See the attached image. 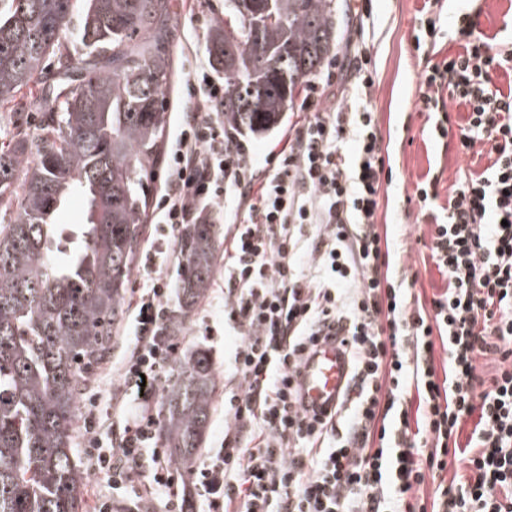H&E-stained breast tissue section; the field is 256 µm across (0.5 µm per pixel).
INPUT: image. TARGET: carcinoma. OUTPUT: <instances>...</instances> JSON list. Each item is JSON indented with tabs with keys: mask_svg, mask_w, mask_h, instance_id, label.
I'll use <instances>...</instances> for the list:
<instances>
[{
	"mask_svg": "<svg viewBox=\"0 0 512 512\" xmlns=\"http://www.w3.org/2000/svg\"><path fill=\"white\" fill-rule=\"evenodd\" d=\"M8 2L0 11V106L40 85L42 148L22 166L29 138L21 130L0 152V202L16 200L0 229V512H81L76 406L124 313L148 179L163 162L171 0H84L77 17L75 0ZM230 2L234 25L215 26L207 41L224 74V128L264 136L337 51L336 3ZM76 192L84 219L56 261L55 217ZM217 246L215 225L182 228L175 333L210 284ZM214 387L210 354L195 348L161 389L159 435L186 481Z\"/></svg>",
	"mask_w": 512,
	"mask_h": 512,
	"instance_id": "obj_1",
	"label": "carcinoma"
}]
</instances>
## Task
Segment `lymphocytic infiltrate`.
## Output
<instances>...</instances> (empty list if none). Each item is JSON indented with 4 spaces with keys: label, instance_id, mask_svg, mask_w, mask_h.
<instances>
[{
    "label": "lymphocytic infiltrate",
    "instance_id": "lymphocytic-infiltrate-1",
    "mask_svg": "<svg viewBox=\"0 0 512 512\" xmlns=\"http://www.w3.org/2000/svg\"><path fill=\"white\" fill-rule=\"evenodd\" d=\"M454 41L458 51L422 69L419 102L442 138L454 128L448 102L465 107L461 148L485 149L492 163L463 174L431 226L430 258L448 286L427 307L395 282L377 229L386 171L365 45L345 53L343 80L329 69L307 81V115L260 171L224 130L223 77L204 66L188 73L195 107L173 131L133 343L113 372L119 439L87 431L92 467L113 490L149 488L166 495L168 512H184L145 405L179 354L165 330L175 233L230 201L243 215L224 250L236 386L224 395V446L195 472L204 512H512V84L497 82L512 77V42L483 35L467 14ZM328 338L349 358L352 382L343 415L312 416L299 376ZM481 358L497 364L491 380L477 371ZM459 463L466 474L442 484ZM429 479L438 486L428 503L418 491Z\"/></svg>",
    "mask_w": 512,
    "mask_h": 512
}]
</instances>
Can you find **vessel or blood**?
Masks as SVG:
<instances>
[{
  "label": "vessel or blood",
  "mask_w": 512,
  "mask_h": 512,
  "mask_svg": "<svg viewBox=\"0 0 512 512\" xmlns=\"http://www.w3.org/2000/svg\"><path fill=\"white\" fill-rule=\"evenodd\" d=\"M348 372V364L335 344L319 346L302 371V392L307 406L335 408Z\"/></svg>",
  "instance_id": "1"
}]
</instances>
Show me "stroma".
<instances>
[{"mask_svg":"<svg viewBox=\"0 0 512 512\" xmlns=\"http://www.w3.org/2000/svg\"><path fill=\"white\" fill-rule=\"evenodd\" d=\"M423 0H372L373 17L366 29L365 45L377 64L374 90L376 119L393 166V180L382 191L377 212V228L386 235L390 251V272L403 280L415 298L430 304L447 281L429 257L426 243L433 211H421L413 196L418 182L434 175L438 205H447L454 195L461 171H483L491 163L488 155L464 153L459 135L450 132L444 139L432 132L427 113L418 106L417 74L429 62H439L457 49L448 39L446 28L460 11L477 12L478 27L486 35L501 32L504 19L512 13V0H446L436 43L417 47L415 35ZM224 21V0H172L174 40L170 47L171 83L165 92L167 102L164 127L172 129L176 118L186 111L191 98L183 74L208 63L207 35ZM38 93L18 97L9 109H0V146L8 147L16 128L29 132L25 164H33L41 146ZM124 322L112 329L109 349L102 361L92 367L89 393L97 395L100 410L112 404L113 381L105 370L120 359L128 346ZM181 350L197 347L209 351L217 387L212 396V411L203 447L197 461L207 460L224 445V357L234 344L224 332V269L216 267L205 295L184 320L178 334ZM112 499V512H166V503L149 495L134 497L116 493L102 474H87L83 487L86 512H95L102 496Z\"/></svg>","mask_w":512,"mask_h":512,"instance_id":"35a3bbf8","label":"stroma"}]
</instances>
